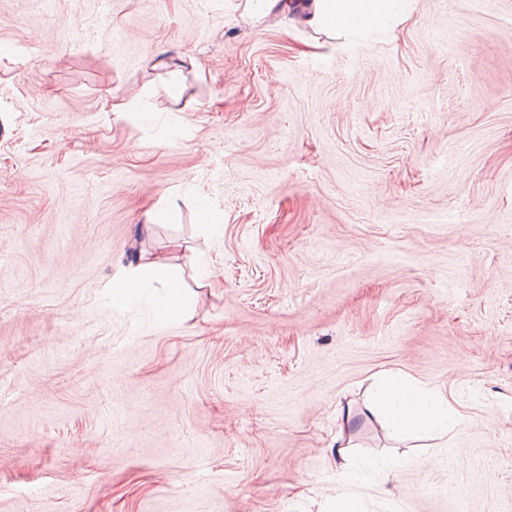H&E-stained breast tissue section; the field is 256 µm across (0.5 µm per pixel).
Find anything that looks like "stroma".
Returning <instances> with one entry per match:
<instances>
[{"label": "stroma", "instance_id": "obj_1", "mask_svg": "<svg viewBox=\"0 0 512 512\" xmlns=\"http://www.w3.org/2000/svg\"><path fill=\"white\" fill-rule=\"evenodd\" d=\"M155 258L179 317L110 289ZM385 373L462 426L392 435ZM342 490L512 512V0L336 38L264 0H0V512Z\"/></svg>", "mask_w": 512, "mask_h": 512}]
</instances>
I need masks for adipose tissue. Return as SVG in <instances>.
I'll list each match as a JSON object with an SVG mask.
<instances>
[{"label":"adipose tissue","instance_id":"ef3b65f1","mask_svg":"<svg viewBox=\"0 0 512 512\" xmlns=\"http://www.w3.org/2000/svg\"><path fill=\"white\" fill-rule=\"evenodd\" d=\"M401 0H310L305 5L304 22L324 31L367 32L391 17ZM160 277L166 281V292L160 306L167 317H176L186 303L181 283L169 266L146 263L126 270L122 284ZM370 409L384 418L394 432L435 433L453 432L462 417L447 397L404 376L380 379L372 393Z\"/></svg>","mask_w":512,"mask_h":512}]
</instances>
